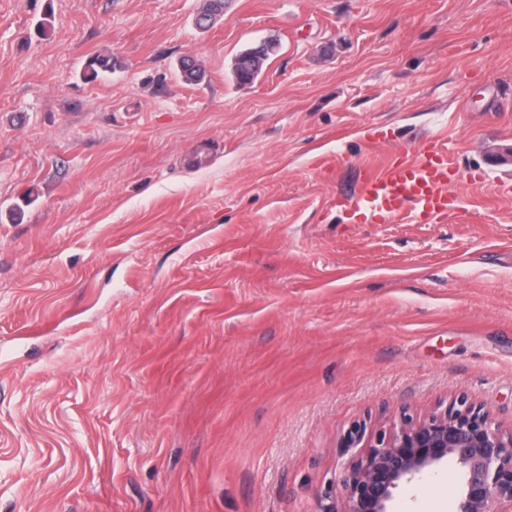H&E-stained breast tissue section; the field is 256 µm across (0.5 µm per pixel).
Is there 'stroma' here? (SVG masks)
<instances>
[{
	"label": "stroma",
	"instance_id": "1",
	"mask_svg": "<svg viewBox=\"0 0 512 512\" xmlns=\"http://www.w3.org/2000/svg\"><path fill=\"white\" fill-rule=\"evenodd\" d=\"M203 3L0 0V512H316L353 422L512 428V0ZM430 137L459 217L338 206ZM279 47V41L274 38H268L262 44L257 47H252L248 50H245L235 59L234 69L236 78L242 83L252 82L255 77L250 68L246 65V60L249 55H254L258 51L261 53L254 55L252 58V68L254 70L260 69L263 65V58L267 60L271 55H273L277 48Z\"/></svg>",
	"mask_w": 512,
	"mask_h": 512
}]
</instances>
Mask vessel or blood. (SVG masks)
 I'll use <instances>...</instances> for the list:
<instances>
[{
	"label": "vessel or blood",
	"instance_id": "b4317fda",
	"mask_svg": "<svg viewBox=\"0 0 512 512\" xmlns=\"http://www.w3.org/2000/svg\"><path fill=\"white\" fill-rule=\"evenodd\" d=\"M457 172L440 139H427L417 150L383 164L361 183L356 195L343 201L351 216L376 224L411 220L426 224L458 214L457 198L449 190Z\"/></svg>",
	"mask_w": 512,
	"mask_h": 512
}]
</instances>
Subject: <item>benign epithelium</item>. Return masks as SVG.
<instances>
[{
    "label": "benign epithelium",
    "instance_id": "7a95c632",
    "mask_svg": "<svg viewBox=\"0 0 512 512\" xmlns=\"http://www.w3.org/2000/svg\"><path fill=\"white\" fill-rule=\"evenodd\" d=\"M340 447L359 449L344 464L342 505L326 492L317 512H391L398 489L448 460L461 474L456 512H512V431L493 428L483 407L464 395L425 418L404 414L387 431L357 421Z\"/></svg>",
    "mask_w": 512,
    "mask_h": 512
}]
</instances>
